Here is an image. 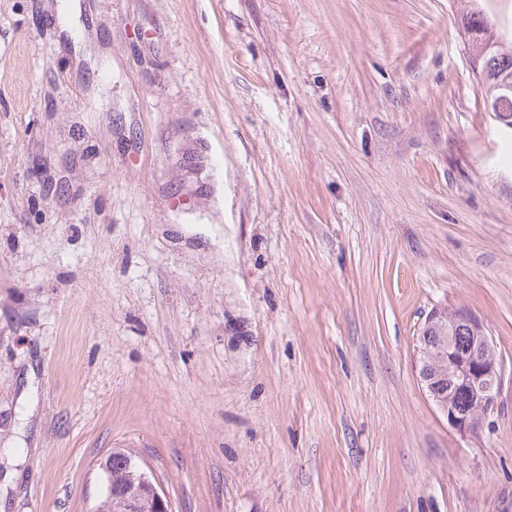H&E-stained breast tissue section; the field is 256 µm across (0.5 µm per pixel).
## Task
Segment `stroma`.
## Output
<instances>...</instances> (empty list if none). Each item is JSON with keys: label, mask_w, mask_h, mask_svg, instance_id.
<instances>
[{"label": "stroma", "mask_w": 512, "mask_h": 512, "mask_svg": "<svg viewBox=\"0 0 512 512\" xmlns=\"http://www.w3.org/2000/svg\"><path fill=\"white\" fill-rule=\"evenodd\" d=\"M462 0H0V512H512V133ZM485 323L491 432L422 389ZM415 342L420 383L449 427L462 438H481L501 410L504 385L503 364L494 345L491 354L497 358L489 356L491 342L482 321L465 308L448 314V308L434 307ZM460 391L469 395L467 408L469 400ZM102 458L108 461L120 459L133 467L136 478L132 481L133 469L121 467L119 462L111 463L112 480L115 484H124L121 490L112 489V481L108 479L106 465L98 462L100 476V498L91 508V512H124L117 498L101 497L120 493L125 512H174L171 501L160 492L157 480L151 470L145 469L138 458L132 454L112 450ZM101 458V459H102ZM127 481H130L126 483Z\"/></svg>", "instance_id": "stroma-1"}]
</instances>
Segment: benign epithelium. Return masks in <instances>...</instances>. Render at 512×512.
Returning <instances> with one entry per match:
<instances>
[{
	"mask_svg": "<svg viewBox=\"0 0 512 512\" xmlns=\"http://www.w3.org/2000/svg\"><path fill=\"white\" fill-rule=\"evenodd\" d=\"M461 334L469 336L464 347L455 341ZM415 342L420 383L449 427L463 438H481L501 410L504 385L503 364L489 356L491 342L482 321L465 308L450 313L445 307H435L418 327ZM457 391L467 392L469 407L453 401ZM112 458L126 462L136 478L120 490L114 488L105 463L100 461V495H120L125 512H174L153 472L136 456L114 450Z\"/></svg>",
	"mask_w": 512,
	"mask_h": 512,
	"instance_id": "benign-epithelium-1",
	"label": "benign epithelium"
}]
</instances>
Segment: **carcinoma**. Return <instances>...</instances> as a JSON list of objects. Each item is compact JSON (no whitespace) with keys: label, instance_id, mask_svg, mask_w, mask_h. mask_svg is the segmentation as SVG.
Here are the masks:
<instances>
[{"label":"carcinoma","instance_id":"cac0c4a2","mask_svg":"<svg viewBox=\"0 0 512 512\" xmlns=\"http://www.w3.org/2000/svg\"><path fill=\"white\" fill-rule=\"evenodd\" d=\"M485 20L483 8L469 7L463 15V27L473 48V60L478 64L480 71L487 72V78L482 84L484 95L495 101L501 96L497 76L506 74L512 77V46L501 48L483 46L481 33Z\"/></svg>","mask_w":512,"mask_h":512}]
</instances>
